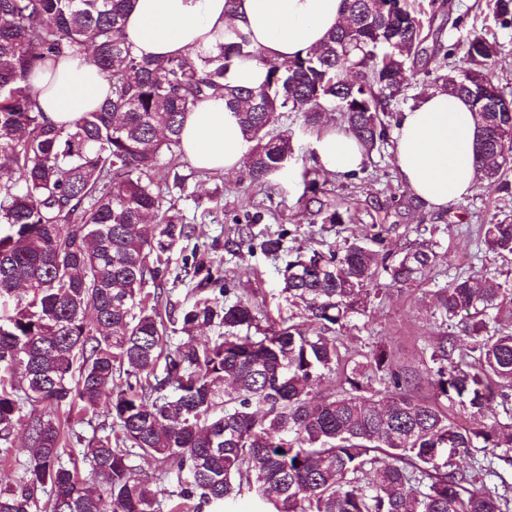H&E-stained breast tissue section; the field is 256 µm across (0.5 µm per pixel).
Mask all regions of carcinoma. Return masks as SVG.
<instances>
[{
  "instance_id": "cac0c4a2",
  "label": "carcinoma",
  "mask_w": 512,
  "mask_h": 512,
  "mask_svg": "<svg viewBox=\"0 0 512 512\" xmlns=\"http://www.w3.org/2000/svg\"><path fill=\"white\" fill-rule=\"evenodd\" d=\"M129 3L0 0V457L16 430L31 440L23 475L0 488V512H101L105 497L112 512H225L245 491L258 512H512V485L476 487L494 460L512 461V422L455 423L441 404L476 416L512 401V330L490 329L503 291L487 277H459L438 293L477 356L458 364L442 337L430 400L413 394L417 375L393 369L381 345L339 370L342 391L322 388L339 365L332 332L366 312L379 271L395 284L421 279L435 261L427 247L393 257L355 243L289 261L283 292L319 325L313 333L290 325L251 335L256 306L225 302L229 285L201 261L184 273L204 274L197 288L210 295L179 319L186 331L220 329L213 341L188 335L167 346L164 319L146 304V284L164 283L166 252L194 234L165 207L196 175L175 171L186 113L224 92L256 182L294 156L292 135L273 129L288 112L310 129L338 113L369 154L386 139L389 101L430 60L423 4L343 0V24L317 50L273 62L236 27L181 58H140L125 34ZM493 13L512 26V0H494ZM497 54L480 35L451 44L436 78L474 108L477 170L490 180L512 168V92L493 71ZM70 55L86 57L109 89L97 110L56 128L31 78ZM238 59L266 68L260 86L224 83ZM483 231L489 249L512 255V220ZM379 372L387 386L375 392L365 379ZM63 404L111 419L85 448L90 477L59 463L74 436L56 414ZM476 451L483 459L468 467L454 462ZM143 463L174 485L167 499Z\"/></svg>"
}]
</instances>
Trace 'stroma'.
I'll list each match as a JSON object with an SVG mask.
<instances>
[{"instance_id":"stroma-1","label":"stroma","mask_w":512,"mask_h":512,"mask_svg":"<svg viewBox=\"0 0 512 512\" xmlns=\"http://www.w3.org/2000/svg\"><path fill=\"white\" fill-rule=\"evenodd\" d=\"M451 3L448 10L437 4L432 7L431 26L440 30L442 44L459 43L475 33L497 42L501 53L495 73L501 86L512 92V26L495 22L491 0ZM338 125L333 112L322 128L312 130L304 129L295 115L279 117L275 128L292 133L295 154L287 171L267 184L252 183L244 167L223 176L202 172L189 179L173 203L196 226L194 246L188 249L180 243L171 250L168 283L156 307L165 312L196 300L195 284L183 272L185 262L196 255L223 270L231 288L227 301L242 298L258 305L260 329L300 324L303 310L290 306L280 293L281 272L291 257L353 243L400 256L426 244L437 258L422 280L401 286L379 276L374 282L381 290L379 297L366 314L354 316L335 336L345 359L360 357L380 344L387 346L393 369L416 371V396L431 398L430 356L439 337L456 340L457 362L473 360L470 338L437 308L438 289L460 276L486 275L509 290L494 315L498 326L512 328V256L503 258L488 251L481 232L489 220L512 216V190L483 179L470 196L447 208L408 207L411 192L398 174L392 141L381 143L352 175L330 174L316 165L318 139ZM309 177L318 180L324 201L330 210L342 214L343 223L325 222L306 208L302 195ZM242 232L260 240L281 237L282 248L275 253L237 248L233 241Z\"/></svg>"}]
</instances>
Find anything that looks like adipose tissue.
Listing matches in <instances>:
<instances>
[{"label":"adipose tissue","mask_w":512,"mask_h":512,"mask_svg":"<svg viewBox=\"0 0 512 512\" xmlns=\"http://www.w3.org/2000/svg\"><path fill=\"white\" fill-rule=\"evenodd\" d=\"M225 2L131 0L125 32L136 55L163 59L210 47L232 25L268 59L284 62L318 49L343 16L342 0H237L231 14ZM32 82L40 110L56 127H69L96 110L106 95L102 74L83 56L46 61ZM393 138L400 178L427 208L443 209L473 193L481 129L466 100L430 90L400 114ZM181 146L193 166L220 175L240 169L249 150L236 114L220 94L187 113ZM364 159L358 140L345 131L325 133L318 143L317 162L329 173H352Z\"/></svg>","instance_id":"ef3b65f1"}]
</instances>
